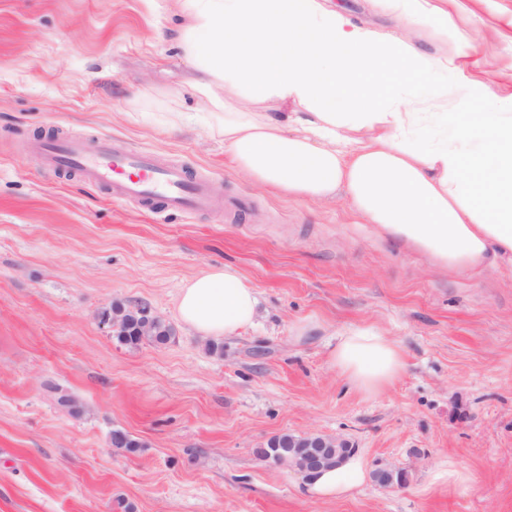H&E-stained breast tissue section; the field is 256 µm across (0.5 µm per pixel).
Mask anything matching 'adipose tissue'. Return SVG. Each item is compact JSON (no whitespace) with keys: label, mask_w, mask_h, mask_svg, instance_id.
<instances>
[{"label":"adipose tissue","mask_w":512,"mask_h":512,"mask_svg":"<svg viewBox=\"0 0 512 512\" xmlns=\"http://www.w3.org/2000/svg\"><path fill=\"white\" fill-rule=\"evenodd\" d=\"M177 43L224 141L231 167L314 202L344 198L378 231L451 271L512 269V116L439 87L383 95L389 72L446 71L407 38L354 24L322 0H177ZM256 288L232 264L181 289L180 320L207 338L240 335L258 316ZM328 361L376 395L405 368L402 348L373 326L338 336ZM365 460L309 480L310 494L360 487Z\"/></svg>","instance_id":"obj_1"}]
</instances>
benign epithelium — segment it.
<instances>
[{"label": "benign epithelium", "mask_w": 512, "mask_h": 512, "mask_svg": "<svg viewBox=\"0 0 512 512\" xmlns=\"http://www.w3.org/2000/svg\"><path fill=\"white\" fill-rule=\"evenodd\" d=\"M355 448L346 440L323 437L321 434H298L288 441V453L271 458L278 465L296 470L304 478L331 467L341 465ZM374 473L382 484H389L394 478L405 482L406 471L381 462L375 464Z\"/></svg>", "instance_id": "7a95c632"}]
</instances>
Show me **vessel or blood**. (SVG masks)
<instances>
[{
  "mask_svg": "<svg viewBox=\"0 0 512 512\" xmlns=\"http://www.w3.org/2000/svg\"><path fill=\"white\" fill-rule=\"evenodd\" d=\"M38 152L47 166L77 172L87 183L107 187L155 212H195L210 208L213 202L206 179L108 139L90 148L79 141L54 138L39 142Z\"/></svg>",
  "mask_w": 512,
  "mask_h": 512,
  "instance_id": "b4317fda",
  "label": "vessel or blood"
}]
</instances>
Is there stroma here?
Instances as JSON below:
<instances>
[{
  "label": "stroma",
  "mask_w": 512,
  "mask_h": 512,
  "mask_svg": "<svg viewBox=\"0 0 512 512\" xmlns=\"http://www.w3.org/2000/svg\"><path fill=\"white\" fill-rule=\"evenodd\" d=\"M355 24L448 56V83L512 94V0H440L426 28L373 0H333ZM176 0H0V512H512V270L458 274L384 237L343 201L281 195L235 173L169 35ZM183 114L179 131L161 124ZM103 138L207 178L217 204L159 214L72 171L42 138ZM234 264L257 289L255 328L205 338L178 317L183 285ZM171 323L131 347L111 303ZM312 332L295 339L298 322ZM356 326L398 343L406 368L355 390L328 347ZM60 386L78 400L59 406ZM129 432L133 452L110 445ZM348 440L403 468L333 499L259 450L275 435ZM455 462L467 483L433 482Z\"/></svg>",
  "instance_id": "1"
}]
</instances>
